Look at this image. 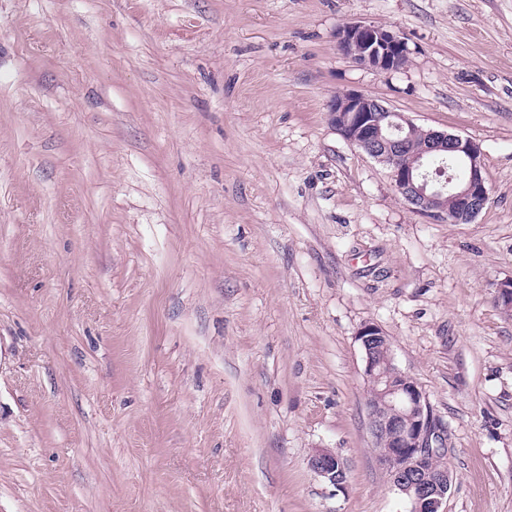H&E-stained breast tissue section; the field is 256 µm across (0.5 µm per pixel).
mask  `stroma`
<instances>
[{"label":"stroma","mask_w":512,"mask_h":512,"mask_svg":"<svg viewBox=\"0 0 512 512\" xmlns=\"http://www.w3.org/2000/svg\"><path fill=\"white\" fill-rule=\"evenodd\" d=\"M357 20L408 64L339 51ZM346 92L477 143L486 207L413 209ZM511 278L512 0H0V512H408L367 323L447 427L445 512H512ZM337 40L344 54L381 71L398 70L400 59L409 51L402 37L372 23H347L338 30ZM311 468L320 477L339 487L346 482V471L336 453L327 448H319L311 457Z\"/></svg>","instance_id":"stroma-1"}]
</instances>
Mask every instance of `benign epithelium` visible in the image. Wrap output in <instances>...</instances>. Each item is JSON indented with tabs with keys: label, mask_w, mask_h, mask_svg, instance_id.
Segmentation results:
<instances>
[{
	"label": "benign epithelium",
	"mask_w": 512,
	"mask_h": 512,
	"mask_svg": "<svg viewBox=\"0 0 512 512\" xmlns=\"http://www.w3.org/2000/svg\"><path fill=\"white\" fill-rule=\"evenodd\" d=\"M337 40L344 54L381 71L399 69L400 59L408 55L402 37L372 23H348L338 30ZM328 111L344 139L390 168L396 191L414 209L444 216L453 224H467L487 205L489 190L482 153L471 139L428 129L427 147L418 164L404 166L399 162L403 145L417 129L404 115L356 92L335 96ZM446 154L463 163L467 171L464 180L456 181L451 174L442 176V165L432 167L431 161ZM497 302L512 312V279L500 283ZM357 339L370 382L367 406L371 434L377 444L388 441L389 450L378 454V462L391 488L407 499L410 512H444L453 474L436 472L431 461L446 442V427L426 394L395 365L391 344L377 325H363ZM311 468L337 487L346 482L343 464L327 448L315 451Z\"/></svg>",
	"instance_id": "obj_1"
}]
</instances>
